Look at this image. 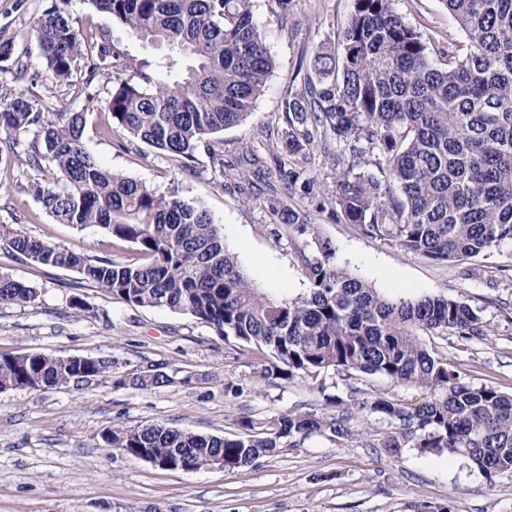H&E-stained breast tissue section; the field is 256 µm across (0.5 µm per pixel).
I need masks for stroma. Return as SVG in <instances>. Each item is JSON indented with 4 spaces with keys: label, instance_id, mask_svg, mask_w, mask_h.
<instances>
[{
    "label": "stroma",
    "instance_id": "stroma-1",
    "mask_svg": "<svg viewBox=\"0 0 512 512\" xmlns=\"http://www.w3.org/2000/svg\"><path fill=\"white\" fill-rule=\"evenodd\" d=\"M53 2L0 0V29L14 43L11 59L0 62L1 84L12 85L17 62H29L38 77L21 86L34 89L45 111L86 113L84 145L103 165L157 193L198 201L222 225L224 243L249 280L268 295L306 292L304 259L317 235L331 244L337 264L381 294L443 295L468 304L485 322L486 336L429 335L424 342L466 381L512 393L511 242L441 263L366 236L347 221L329 219L309 199L281 193L276 178L250 184L237 177L242 153L261 148L264 127L281 125L285 90L303 84L313 48L335 41L351 17L353 0H291L284 17L274 12L272 0H254L276 67L246 120L215 136L224 150L223 172L215 171L201 149L191 174L148 145L123 148L119 135L108 134V79L89 83L78 72L63 83L44 78L33 28ZM61 7L82 34L86 53L106 47L129 64L141 59L139 42L87 0H63ZM393 7L422 34L434 62L442 60L441 47L466 50L467 34L443 0H394ZM40 175L20 161H0V224L93 259H137L131 243L99 227L80 230L58 223L25 189ZM272 198L280 207L307 214L315 235L274 222L267 209ZM0 273L38 292L32 305L0 304V354L112 360L111 376L90 386L0 392V512H439L443 507L448 512H512V474L496 477L490 486L460 457L426 456L413 448L390 455L383 442L392 426L378 415L359 423L353 439L336 442L315 434L232 472L163 470L123 455L104 441L117 426L163 425L231 436L239 433L242 417L317 409L322 398L308 381L267 385L259 376L255 348L224 339L191 315L128 305L73 271L19 257L1 245ZM154 369L167 372L172 384L140 390L123 383ZM329 381L343 397L422 401L418 390L377 375H333ZM231 382L244 384L241 396L226 392Z\"/></svg>",
    "mask_w": 512,
    "mask_h": 512
}]
</instances>
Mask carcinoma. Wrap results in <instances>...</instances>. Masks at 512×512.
<instances>
[{
    "label": "carcinoma",
    "instance_id": "obj_1",
    "mask_svg": "<svg viewBox=\"0 0 512 512\" xmlns=\"http://www.w3.org/2000/svg\"><path fill=\"white\" fill-rule=\"evenodd\" d=\"M133 38L161 53L128 71L121 56L83 53L70 15L54 6L35 24L49 79L77 69L112 80L110 132L147 144L191 171L206 146L213 165L224 155L212 138L252 112L274 68L252 0H89ZM468 34L464 56L434 65L422 35L395 12L393 0H354L335 46L313 50L312 74L285 90L288 134L274 151L287 193L307 196L315 183L293 157L317 146L336 154L331 214L369 237L395 242L437 261L475 257L512 241V0H443ZM84 112H45L39 97L0 89V141L50 177L27 185L57 221L97 226L132 243L144 261L93 260L84 253L0 224V243L45 266L70 269L124 302L190 314L263 356L260 377L279 386L317 383L327 410L244 417L232 436L157 425L115 427L106 444L151 458L168 470L195 472L218 461L249 467L292 439L329 432L353 436L354 413L395 425L384 448L396 455L459 456L488 482L512 473V395L474 386L421 341L426 334L480 337L486 325L471 306L443 296L394 298L336 263L307 215L270 205L280 223L314 235L306 260L310 287L273 298L257 288L224 246L222 227L195 201L162 195L104 167L83 146ZM33 133L29 142L21 139ZM375 158L379 175L355 170L346 156ZM36 289L0 274V303L33 304ZM378 375L424 395L419 405L388 396L357 400L329 391L334 372ZM112 374L106 358L66 361L42 352L0 355V392L91 383ZM165 372L137 374L136 389L166 387Z\"/></svg>",
    "mask_w": 512,
    "mask_h": 512
}]
</instances>
